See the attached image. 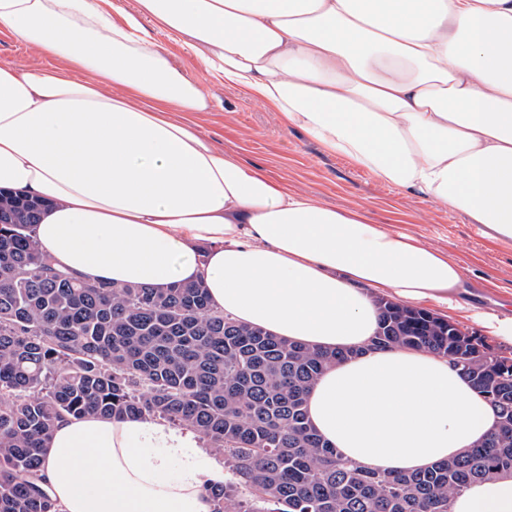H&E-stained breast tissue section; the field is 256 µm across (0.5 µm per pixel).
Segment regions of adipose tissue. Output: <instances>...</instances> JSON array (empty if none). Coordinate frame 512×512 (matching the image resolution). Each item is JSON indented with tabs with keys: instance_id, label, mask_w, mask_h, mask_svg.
Instances as JSON below:
<instances>
[{
	"instance_id": "ef3b65f1",
	"label": "adipose tissue",
	"mask_w": 512,
	"mask_h": 512,
	"mask_svg": "<svg viewBox=\"0 0 512 512\" xmlns=\"http://www.w3.org/2000/svg\"><path fill=\"white\" fill-rule=\"evenodd\" d=\"M123 17L114 23L113 14ZM330 153L512 239V0H0V32L53 58L0 62V189L48 201L42 249L90 282H203L215 310L350 351L311 388L309 420L343 457L426 469L496 415L447 360L372 350L376 295L460 301L461 266L417 237L288 190L224 152L211 107L150 29ZM44 481L62 512H210L224 465L190 428L67 416ZM453 512H512V478Z\"/></svg>"
}]
</instances>
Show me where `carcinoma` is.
<instances>
[{
  "instance_id": "carcinoma-1",
  "label": "carcinoma",
  "mask_w": 512,
  "mask_h": 512,
  "mask_svg": "<svg viewBox=\"0 0 512 512\" xmlns=\"http://www.w3.org/2000/svg\"><path fill=\"white\" fill-rule=\"evenodd\" d=\"M43 203L0 192V512H61L40 485L64 416L147 415L198 430L224 456L211 512H452L512 476V356L430 312L380 298L375 350L426 349L491 405L486 441L419 473L346 459L311 427L307 394L354 354L286 341L214 310L201 282H86L35 237Z\"/></svg>"
}]
</instances>
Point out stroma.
I'll return each instance as SVG.
<instances>
[{
  "instance_id": "35a3bbf8",
  "label": "stroma",
  "mask_w": 512,
  "mask_h": 512,
  "mask_svg": "<svg viewBox=\"0 0 512 512\" xmlns=\"http://www.w3.org/2000/svg\"><path fill=\"white\" fill-rule=\"evenodd\" d=\"M153 37L166 43L175 67L210 94L211 109L192 118L217 147L263 166L320 204L360 210L369 223L446 251L460 261L467 299L480 311L496 314L512 303V242L492 241L464 213L383 183L345 157L326 152L242 89L208 79L199 61L166 34L157 31Z\"/></svg>"
}]
</instances>
